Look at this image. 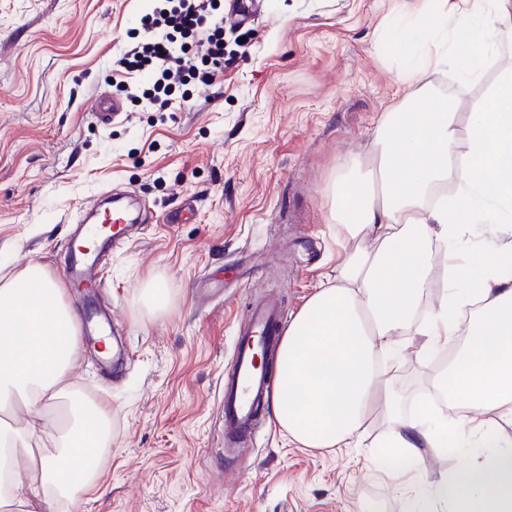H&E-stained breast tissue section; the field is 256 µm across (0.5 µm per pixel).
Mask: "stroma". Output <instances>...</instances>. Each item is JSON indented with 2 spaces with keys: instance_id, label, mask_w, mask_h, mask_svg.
<instances>
[{
  "instance_id": "obj_1",
  "label": "stroma",
  "mask_w": 512,
  "mask_h": 512,
  "mask_svg": "<svg viewBox=\"0 0 512 512\" xmlns=\"http://www.w3.org/2000/svg\"><path fill=\"white\" fill-rule=\"evenodd\" d=\"M156 4L0 0V278L37 262L61 279L74 215L108 189L155 216L100 272L95 302L122 361L84 343L66 375L112 411L80 512H404L405 489L287 443L278 425L225 447L221 403L249 303L271 288L295 317L356 247L327 187L371 157L383 112L403 101L401 38L424 0H256L246 25L225 23L214 84L176 87L163 110L150 70L114 66L147 39ZM102 95L123 107L108 126L90 114ZM189 197L195 221L164 223ZM151 278L168 291L157 312L142 301ZM399 342L409 411L446 360Z\"/></svg>"
}]
</instances>
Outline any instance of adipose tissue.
<instances>
[{
  "mask_svg": "<svg viewBox=\"0 0 512 512\" xmlns=\"http://www.w3.org/2000/svg\"><path fill=\"white\" fill-rule=\"evenodd\" d=\"M512 25V0H433L418 23L420 42L400 70L405 103L386 112L373 167L333 184L332 218L374 249L344 256L335 285L317 289L283 338L274 420L307 448H348L362 436L372 406L391 423L371 456L376 474L407 485L432 459L454 453L441 478L418 488L405 512H512V238L493 249H465L466 224H512V58L501 81L460 116L459 102L436 95L435 74L480 82L497 58V38ZM452 183V195H435ZM449 281L415 323L434 255ZM38 281L39 292L23 291ZM40 263L0 283V512H43L50 498L78 512L95 487V459L111 413L90 404L35 453L47 404L63 392L79 350L78 316ZM414 332L423 351L463 347L437 377L448 412L431 402L403 412L394 392L402 365L398 336ZM23 405L24 426L4 412Z\"/></svg>",
  "mask_w": 512,
  "mask_h": 512,
  "instance_id": "1",
  "label": "adipose tissue"
}]
</instances>
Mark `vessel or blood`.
<instances>
[{
  "label": "vessel or blood",
  "instance_id": "1",
  "mask_svg": "<svg viewBox=\"0 0 512 512\" xmlns=\"http://www.w3.org/2000/svg\"><path fill=\"white\" fill-rule=\"evenodd\" d=\"M77 230L70 236L63 274L71 288L94 297L100 286L103 258L113 247L129 241L133 222L120 208L96 202L83 209ZM286 314L276 295L252 302L239 324L232 361L224 373L222 401L225 442L244 446L255 439L265 425V406L277 391L270 366L255 363L259 352L276 360Z\"/></svg>",
  "mask_w": 512,
  "mask_h": 512
}]
</instances>
